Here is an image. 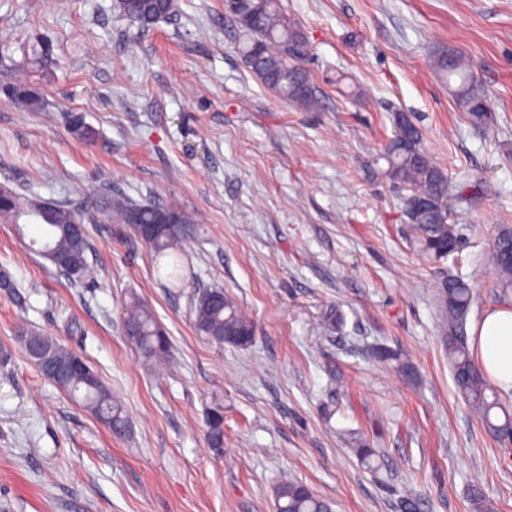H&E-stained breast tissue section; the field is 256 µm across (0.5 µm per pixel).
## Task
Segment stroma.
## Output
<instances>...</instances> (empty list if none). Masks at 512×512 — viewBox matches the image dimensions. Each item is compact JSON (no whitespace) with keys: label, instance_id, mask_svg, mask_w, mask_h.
<instances>
[{"label":"stroma","instance_id":"1","mask_svg":"<svg viewBox=\"0 0 512 512\" xmlns=\"http://www.w3.org/2000/svg\"><path fill=\"white\" fill-rule=\"evenodd\" d=\"M310 46L320 101L284 102L246 66L224 0H178L145 33L112 0H0V56L22 62L44 109L10 99L0 72V186L89 204L103 191L185 207L193 280L157 275L165 260L112 219L87 227L80 282L0 223V512H274L295 479L333 512H471L480 483L493 512H512V440L492 437L456 391L441 343L438 292L451 277L474 293L468 327L512 308L498 294L492 243L512 230V0H281ZM465 54L495 121L473 127L433 70L435 51ZM412 113L451 181L478 196L455 209L461 246L432 263L410 242L402 193L374 172L391 115ZM84 117L90 136L67 116ZM220 288L249 315L255 341L219 345L194 327L196 290ZM137 294L172 344L147 366L122 334ZM335 308L340 325L323 320ZM57 337L126 410L109 428L45 379L21 330ZM400 350L406 384L374 359ZM224 404V447L207 417ZM363 440L379 470L353 451ZM375 355L384 361L393 362L397 372L407 381L413 382L415 380L416 371L413 364L409 359L402 357L398 352L389 348L380 347L375 350Z\"/></svg>","mask_w":512,"mask_h":512}]
</instances>
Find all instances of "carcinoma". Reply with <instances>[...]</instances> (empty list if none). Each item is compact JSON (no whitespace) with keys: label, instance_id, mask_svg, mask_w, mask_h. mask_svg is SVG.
Listing matches in <instances>:
<instances>
[{"label":"carcinoma","instance_id":"1","mask_svg":"<svg viewBox=\"0 0 512 512\" xmlns=\"http://www.w3.org/2000/svg\"><path fill=\"white\" fill-rule=\"evenodd\" d=\"M113 11L121 18L146 32L158 22L176 15V0H113ZM241 30L240 48L251 72L280 98L313 105L317 96L308 72L302 62L309 51L308 41L298 25L283 12L279 0H246V6L232 18ZM434 69L456 83L451 88L459 105L468 114L469 122L477 128L492 123L486 91L474 78L468 60L459 52H440L432 60ZM11 77L8 84L11 98L24 109L38 112L43 98L40 88L28 80L25 69L6 70ZM394 136L386 144L381 158L387 167L383 175L398 188L406 191L403 197L414 242L420 254L434 261L448 257L459 246L460 236L453 224V201L462 198L477 183H452L448 174L424 149L422 133L404 112L392 114ZM162 211H172L178 224L172 233L153 238L145 245L154 254L174 257L167 278L175 283L183 279L179 254L184 242L191 239L197 228L195 213L155 202L138 203L117 192H104L95 205L74 209L62 202L47 200L37 195L0 190V220L15 226L18 235H24L23 217L45 226L43 244L47 250L64 258L66 270L76 281L92 276L87 262L89 249L88 224H98L107 216L119 224L136 229L139 224H152ZM493 265L503 293L512 289V232L498 235L494 243ZM473 302V291L463 280L451 277L441 284L438 303L442 315L441 330L448 350L453 380L459 393L466 398L495 436H512V414L503 411L504 420L497 423L493 410L501 408L497 397H488L484 377L478 372L469 354L466 336V318ZM194 324L197 332L207 339L232 347H247L255 338L254 324L239 305L221 288H206L195 293L193 299ZM123 335L135 345L143 360L158 365L171 358V344L165 331L158 325L152 309L133 295L124 306ZM37 343L48 353L70 354L57 340L35 332L24 336V343ZM375 355L394 363L397 372L409 382L416 371L409 359L389 348L380 347ZM61 385L85 409L105 423L112 432L127 423L122 403L112 396L97 373L85 372L73 376ZM209 447H224V406L213 404L206 434ZM277 512H330V505L315 495L308 486L286 480L274 492Z\"/></svg>","mask_w":512,"mask_h":512}]
</instances>
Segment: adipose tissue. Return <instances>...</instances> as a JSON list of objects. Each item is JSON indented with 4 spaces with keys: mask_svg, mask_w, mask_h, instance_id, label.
<instances>
[{
    "mask_svg": "<svg viewBox=\"0 0 512 512\" xmlns=\"http://www.w3.org/2000/svg\"><path fill=\"white\" fill-rule=\"evenodd\" d=\"M474 346L485 375L512 389V309L488 313L475 330Z\"/></svg>",
    "mask_w": 512,
    "mask_h": 512,
    "instance_id": "1",
    "label": "adipose tissue"
}]
</instances>
